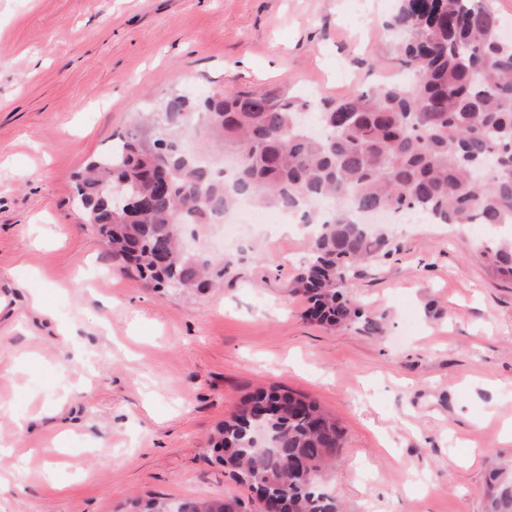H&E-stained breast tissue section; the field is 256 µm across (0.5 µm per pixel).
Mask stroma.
<instances>
[{
	"label": "stroma",
	"mask_w": 512,
	"mask_h": 512,
	"mask_svg": "<svg viewBox=\"0 0 512 512\" xmlns=\"http://www.w3.org/2000/svg\"><path fill=\"white\" fill-rule=\"evenodd\" d=\"M395 7L0 0V512L222 496L254 512L208 440L271 384L343 426L326 486L345 512H483V450L512 461V281L475 244L512 227L386 225L392 253L348 282L372 334L305 319L291 284L309 234L295 226L242 225L223 287L162 293L113 259L73 199L74 174L171 94L313 103L394 76ZM85 266L105 274L73 293ZM79 351L89 366L73 364Z\"/></svg>",
	"instance_id": "obj_1"
}]
</instances>
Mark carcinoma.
Listing matches in <instances>:
<instances>
[{
    "mask_svg": "<svg viewBox=\"0 0 512 512\" xmlns=\"http://www.w3.org/2000/svg\"><path fill=\"white\" fill-rule=\"evenodd\" d=\"M398 34L396 60L410 81L393 78L325 99L314 109L292 98L246 92L199 100L171 95L151 122L155 138L118 139L75 175V199L112 257L135 259L160 288L207 286L212 260L186 252L181 231L200 230L243 199L314 224L310 257L294 281L321 325L375 318L350 298L349 272L389 251L386 232L360 217L419 214L440 224L512 225V41L500 36L489 0H400L385 22ZM207 124L206 151L222 148L237 163L216 179L179 134ZM126 183L129 202L106 198ZM328 198V215L309 209ZM494 272L512 279V239L482 243ZM215 461L239 484L279 501L280 512H342L323 490L345 446L336 418L280 386L246 396L211 439ZM230 498H150L133 512H229ZM484 512H512V468L489 467Z\"/></svg>",
    "mask_w": 512,
    "mask_h": 512,
    "instance_id": "cac0c4a2",
    "label": "carcinoma"
}]
</instances>
